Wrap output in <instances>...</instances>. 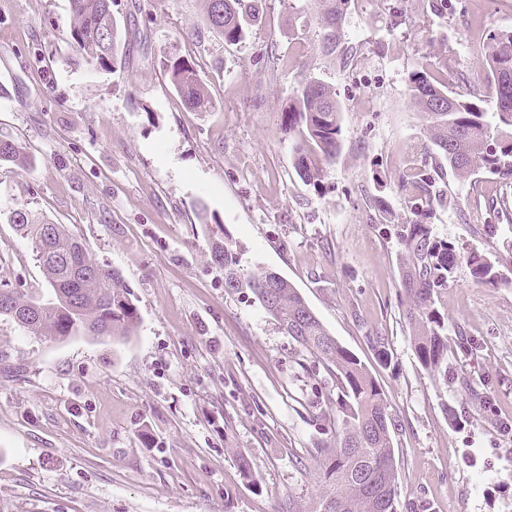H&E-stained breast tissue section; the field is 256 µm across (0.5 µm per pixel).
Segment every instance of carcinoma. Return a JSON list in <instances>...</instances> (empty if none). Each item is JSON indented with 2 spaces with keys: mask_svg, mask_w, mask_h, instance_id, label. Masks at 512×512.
I'll return each mask as SVG.
<instances>
[{
  "mask_svg": "<svg viewBox=\"0 0 512 512\" xmlns=\"http://www.w3.org/2000/svg\"><path fill=\"white\" fill-rule=\"evenodd\" d=\"M206 21L224 41H243L259 20V0H204ZM322 26L321 50L334 54L351 0H316ZM71 36L79 51L102 69L116 63L123 32L112 14V0H70ZM163 64L187 106L209 112L213 102L194 64L167 56ZM487 86L495 109L485 112L476 96L459 94L436 72L421 67L408 76L409 96L427 120L425 137L458 179L485 172L512 181V32L490 35ZM292 138L291 165L315 191L323 189L318 161L331 163L339 151L340 106L329 86L304 79L294 88L283 112ZM20 169L34 159L19 138L0 135V163ZM432 178L421 168L407 175L404 188L416 220L388 224L399 249L400 287L408 298L405 318L420 364L448 381V326L436 306L439 291L454 281L461 258L458 242L433 232L429 204ZM10 223L28 238L43 269L47 292L38 297L0 286V316L36 336L65 340L73 336L126 338L139 324L138 308L122 275L101 266L82 240L64 224L17 208ZM209 260L224 271V288L249 293L265 313L306 351L314 362L336 373V414H318L327 436L312 449L320 458L312 479L326 491L310 512H380L383 498L397 494L393 423L375 378L361 360L328 332L297 288L271 270L240 267L229 237H214ZM470 275L481 284L503 282L500 260L472 252Z\"/></svg>",
  "mask_w": 512,
  "mask_h": 512,
  "instance_id": "carcinoma-1",
  "label": "carcinoma"
}]
</instances>
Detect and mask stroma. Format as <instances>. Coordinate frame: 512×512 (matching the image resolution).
Segmentation results:
<instances>
[{"label": "stroma", "instance_id": "stroma-1", "mask_svg": "<svg viewBox=\"0 0 512 512\" xmlns=\"http://www.w3.org/2000/svg\"><path fill=\"white\" fill-rule=\"evenodd\" d=\"M351 0L339 53L320 51L314 0H262L226 43L202 0H114L125 33L101 69L71 37L70 0H0V133L35 162L0 164V284L47 283L7 217L64 224L121 272L140 325L125 339L32 335L0 317V512H285L322 492L307 474L336 407V379L207 258L236 242L243 268L273 270L375 377L395 425L396 512H504L512 502V183L445 174L436 235L496 254L504 283L467 264L438 294L448 378L421 367L403 318L398 245L368 216L383 200L412 221L403 175L433 166L408 92L423 62L453 90L485 85L490 34L512 0ZM193 60L213 108L195 112L162 61ZM316 77L341 105L340 150L315 192L290 164L289 91ZM384 336L381 365L368 337ZM251 461L243 479L237 453Z\"/></svg>", "mask_w": 512, "mask_h": 512}]
</instances>
